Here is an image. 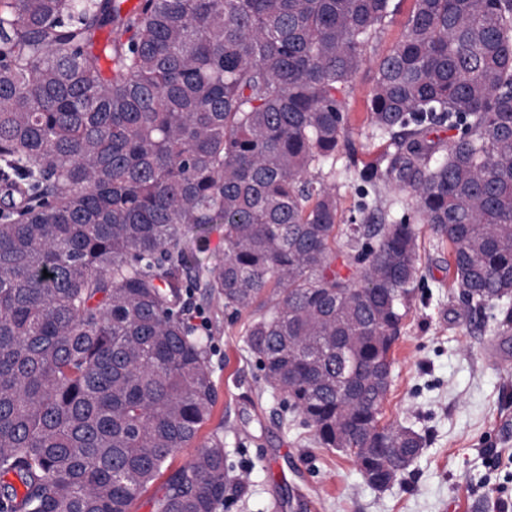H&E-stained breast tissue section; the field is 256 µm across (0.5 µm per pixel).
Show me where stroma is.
<instances>
[{"label":"stroma","mask_w":512,"mask_h":512,"mask_svg":"<svg viewBox=\"0 0 512 512\" xmlns=\"http://www.w3.org/2000/svg\"><path fill=\"white\" fill-rule=\"evenodd\" d=\"M412 5L403 0L352 82L346 149L334 177L344 222L357 212L358 172L390 149L367 121V99L375 62L400 40ZM419 255L421 282L392 349L380 421L411 427L424 447L383 490L364 480L352 457L318 447L292 424L283 394L246 349L248 314L232 320L223 302L196 298L213 336L218 392L198 441L220 430L227 456L218 512H498L500 500L512 499V327L502 326L503 312L468 304L447 245L426 228Z\"/></svg>","instance_id":"35a3bbf8"}]
</instances>
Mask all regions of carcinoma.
<instances>
[{"instance_id":"1","label":"carcinoma","mask_w":512,"mask_h":512,"mask_svg":"<svg viewBox=\"0 0 512 512\" xmlns=\"http://www.w3.org/2000/svg\"><path fill=\"white\" fill-rule=\"evenodd\" d=\"M376 63L359 172L408 195L340 223L323 169L395 0H0V512H217L224 438L185 465L217 400L196 290L250 319L265 378L367 483L423 437L380 424L420 278L419 225L479 309L512 298V0H412ZM448 124V142L428 138ZM224 227L200 276L186 228ZM363 263L337 268L340 241ZM49 276H44V273Z\"/></svg>"}]
</instances>
